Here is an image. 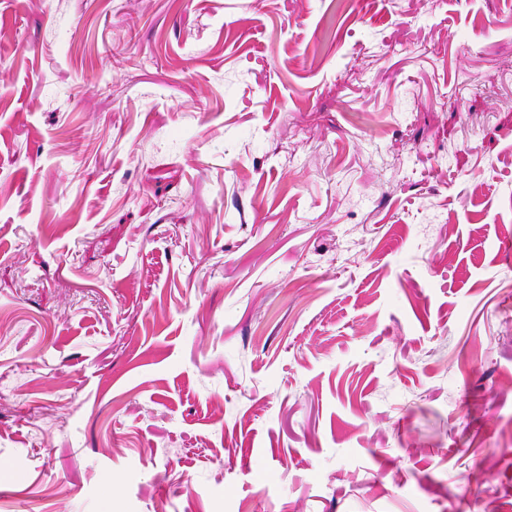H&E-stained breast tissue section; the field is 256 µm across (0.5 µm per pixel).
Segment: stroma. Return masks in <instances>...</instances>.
I'll return each instance as SVG.
<instances>
[{"instance_id":"stroma-1","label":"stroma","mask_w":512,"mask_h":512,"mask_svg":"<svg viewBox=\"0 0 512 512\" xmlns=\"http://www.w3.org/2000/svg\"><path fill=\"white\" fill-rule=\"evenodd\" d=\"M0 512H512V0H0Z\"/></svg>"}]
</instances>
